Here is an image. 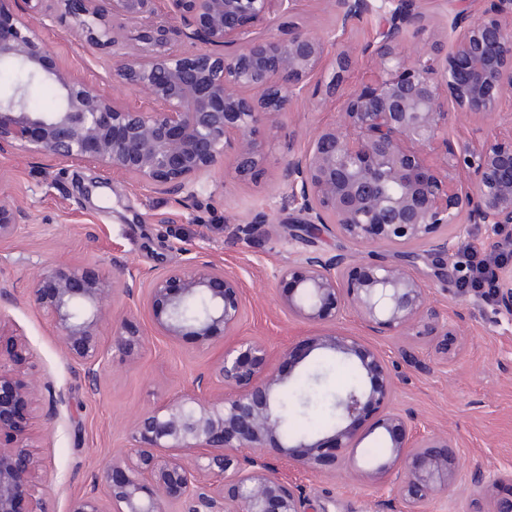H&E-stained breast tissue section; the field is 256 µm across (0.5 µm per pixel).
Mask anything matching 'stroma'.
I'll return each instance as SVG.
<instances>
[{
    "mask_svg": "<svg viewBox=\"0 0 512 512\" xmlns=\"http://www.w3.org/2000/svg\"><path fill=\"white\" fill-rule=\"evenodd\" d=\"M37 30L68 76L92 83L118 104L144 105L141 95L114 78L111 50L92 48L64 22ZM337 113L330 101L294 102L278 127L264 133L263 174L252 181L216 174L190 207L119 176L98 184L95 170L74 161L36 167L25 158L0 155V201L27 213L15 239L0 243V283L11 292L10 299L0 301V329L27 341L24 375L43 389L29 431L45 462L38 475L47 487L45 512H69L71 502L87 494L105 496L99 473L127 447L132 417L192 390L196 377L210 375L219 350L191 336L169 341L155 333L144 310L119 299L115 309L134 313L149 343L139 361L129 363L111 347V321H102L99 332L109 352L96 384H89L84 366L66 356L53 323L29 302L37 272L73 262L109 278L117 257L148 277L192 258L219 261L243 286L238 338L263 340L275 351L288 347L307 336L310 327L281 311L274 273L296 259L302 247L279 232L247 239L238 227L254 212L287 209L288 192L279 181L282 159L288 151L306 148ZM431 296L458 332L449 360L417 336L372 335L350 314L342 327L386 356L395 375L394 404L408 415L412 429L447 433L456 443L455 485L447 496L430 501L426 512H477L473 472L512 470V322L457 285L446 291L433 285ZM382 443L373 421L360 424L356 460L366 475L357 480L331 465L302 469L272 447L263 450L262 458L300 484L320 512H375L395 480L391 473H371L372 450Z\"/></svg>",
    "mask_w": 512,
    "mask_h": 512,
    "instance_id": "stroma-1",
    "label": "stroma"
}]
</instances>
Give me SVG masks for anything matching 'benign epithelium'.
Segmentation results:
<instances>
[{
  "label": "benign epithelium",
  "instance_id": "benign-epithelium-1",
  "mask_svg": "<svg viewBox=\"0 0 512 512\" xmlns=\"http://www.w3.org/2000/svg\"><path fill=\"white\" fill-rule=\"evenodd\" d=\"M97 0H0V64L23 68L52 83L61 98L54 112H34L24 90L0 96V155L79 161L100 173H118L189 204L196 185L223 170L239 179L264 172L266 145L259 133L280 123L296 100L332 99L337 119L313 134L307 148L288 152L280 181L288 189L293 239L314 246L326 232L350 245L334 253L310 250L275 271L279 307L312 326L302 343L279 352L297 368L315 351L354 363L361 387L337 397L339 421L329 432L287 438L277 396L293 377L272 364L262 341L225 346L240 324L244 294L239 277L214 261L189 260L144 280L125 264L112 279L91 276L78 264L38 274L31 301L51 318L66 355L97 380L105 350L98 323L118 296L145 301L155 331L174 342L194 336L222 346L212 377L223 392L203 398L208 380L137 415L130 446L103 471L110 509L95 495L69 512H317L299 485L258 456L277 443L288 461L317 470L329 458L345 467L357 427L368 416L383 429L387 457L374 472L395 470L398 481L377 512H422L450 491L458 456L447 434L413 437L409 419L393 404L395 382L381 351L340 332L353 314L376 336H426L448 359L452 328L432 304L430 283L463 280L457 251L470 225L485 226L491 244L512 238V0H458L448 27L413 54L410 38L433 28L426 0H329L336 24L323 35L297 21L300 0H166L179 20L185 47L166 49L159 24L152 42L129 54L101 24ZM115 16L151 17L155 0H108ZM55 23L71 17L69 31L118 57L114 75L147 102L121 106L92 84L68 77L50 58L29 11ZM378 25L365 43L349 32L364 17ZM288 19V37L257 27ZM364 66L372 82L346 89ZM454 112H448V106ZM491 127L485 140L448 148L449 120ZM26 212L0 203V241L14 238ZM277 216L256 213L241 231L276 228ZM411 245L420 250L409 249ZM425 268H420V265ZM491 302L512 322V262L496 267ZM198 299L206 313L186 315ZM112 345L129 362L147 337L133 318H112ZM42 389L0 362V512H19L43 496L27 420ZM512 471L485 475L473 486L490 512H512Z\"/></svg>",
  "mask_w": 512,
  "mask_h": 512
}]
</instances>
